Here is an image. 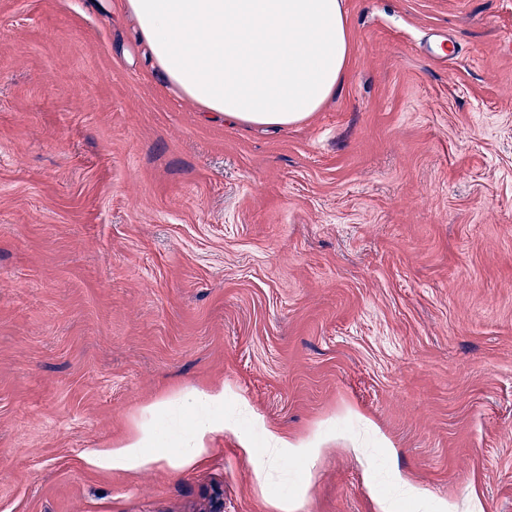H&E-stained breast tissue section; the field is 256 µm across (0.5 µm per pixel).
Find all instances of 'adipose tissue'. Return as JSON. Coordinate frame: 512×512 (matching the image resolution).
<instances>
[{
	"mask_svg": "<svg viewBox=\"0 0 512 512\" xmlns=\"http://www.w3.org/2000/svg\"><path fill=\"white\" fill-rule=\"evenodd\" d=\"M170 86L242 126L281 128L306 119L335 92L348 64L350 34L343 0H121ZM148 426L91 464L146 467ZM255 460L256 478L270 465L313 459L318 449L278 433Z\"/></svg>",
	"mask_w": 512,
	"mask_h": 512,
	"instance_id": "ef3b65f1",
	"label": "adipose tissue"
}]
</instances>
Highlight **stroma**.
Listing matches in <instances>:
<instances>
[{
    "label": "stroma",
    "instance_id": "1",
    "mask_svg": "<svg viewBox=\"0 0 512 512\" xmlns=\"http://www.w3.org/2000/svg\"><path fill=\"white\" fill-rule=\"evenodd\" d=\"M117 4L0 0V512H378L394 468L397 512H512V0H344L279 130L172 91ZM141 423L156 463H89ZM270 431L322 452L261 488ZM218 428L219 426L211 418L201 417L197 421L190 438L184 444V448L179 451L176 463L185 466L195 462L206 452V440L209 435L217 431ZM400 498L425 500L427 493L421 487L414 485L407 478L398 474L393 478L392 495L380 499L379 510L381 512H392Z\"/></svg>",
    "mask_w": 512,
    "mask_h": 512
}]
</instances>
